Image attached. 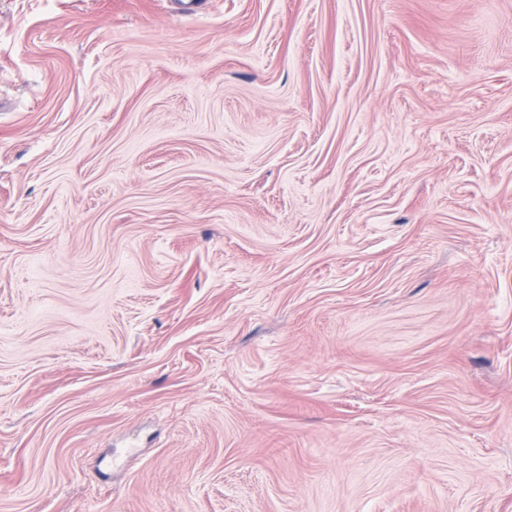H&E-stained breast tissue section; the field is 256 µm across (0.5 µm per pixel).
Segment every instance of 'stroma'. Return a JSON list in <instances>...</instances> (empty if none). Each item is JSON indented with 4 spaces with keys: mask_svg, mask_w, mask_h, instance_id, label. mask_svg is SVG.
<instances>
[{
    "mask_svg": "<svg viewBox=\"0 0 512 512\" xmlns=\"http://www.w3.org/2000/svg\"><path fill=\"white\" fill-rule=\"evenodd\" d=\"M0 0V512H512V0Z\"/></svg>",
    "mask_w": 512,
    "mask_h": 512,
    "instance_id": "1",
    "label": "stroma"
}]
</instances>
